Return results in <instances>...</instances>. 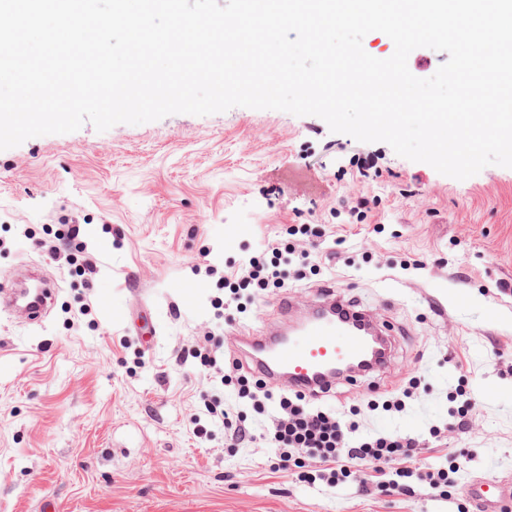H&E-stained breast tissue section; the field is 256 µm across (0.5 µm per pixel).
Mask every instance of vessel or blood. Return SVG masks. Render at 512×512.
Returning <instances> with one entry per match:
<instances>
[{"label": "vessel or blood", "mask_w": 512, "mask_h": 512, "mask_svg": "<svg viewBox=\"0 0 512 512\" xmlns=\"http://www.w3.org/2000/svg\"><path fill=\"white\" fill-rule=\"evenodd\" d=\"M238 342L256 372L314 397L335 383L337 366L359 363L377 369L388 359V340L373 319L336 297L322 299L298 326H269ZM470 494L482 512H492L503 492L495 480L486 479L472 484Z\"/></svg>", "instance_id": "b4317fda"}]
</instances>
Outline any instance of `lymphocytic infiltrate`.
I'll return each mask as SVG.
<instances>
[{
  "instance_id": "f902f5d3",
  "label": "lymphocytic infiltrate",
  "mask_w": 512,
  "mask_h": 512,
  "mask_svg": "<svg viewBox=\"0 0 512 512\" xmlns=\"http://www.w3.org/2000/svg\"><path fill=\"white\" fill-rule=\"evenodd\" d=\"M274 260L265 262L251 258L240 270L231 272L229 289L231 294L247 288L266 290L283 285L284 272L276 258L283 249L282 242L269 243ZM239 394L250 399L255 409H263L266 400H275L277 411L267 427V440L281 451L280 465L288 467L297 453H305L309 459L328 465L331 477L349 476L352 467L396 459L402 447H414V440L400 441L389 437H377L359 445L349 447L344 441V432L332 413L305 405L306 397L300 393L273 395L267 389L251 391L249 384H242Z\"/></svg>"
}]
</instances>
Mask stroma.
<instances>
[{"label":"stroma","mask_w":512,"mask_h":512,"mask_svg":"<svg viewBox=\"0 0 512 512\" xmlns=\"http://www.w3.org/2000/svg\"><path fill=\"white\" fill-rule=\"evenodd\" d=\"M291 224L316 234L283 288L230 302L206 277ZM23 267L54 299L37 320L0 306V512H479L473 480L512 483V168L460 181L277 110L87 122L0 151V287ZM328 289L387 328L392 356L314 406L349 441L417 442L337 485L278 468L231 366L251 362L227 343L278 298L305 306ZM203 344L223 375L191 357ZM213 402L252 441L230 442ZM465 403L461 429L450 412ZM401 467L419 476L413 493L394 485ZM448 470L450 486L420 480Z\"/></svg>","instance_id":"35a3bbf8"}]
</instances>
